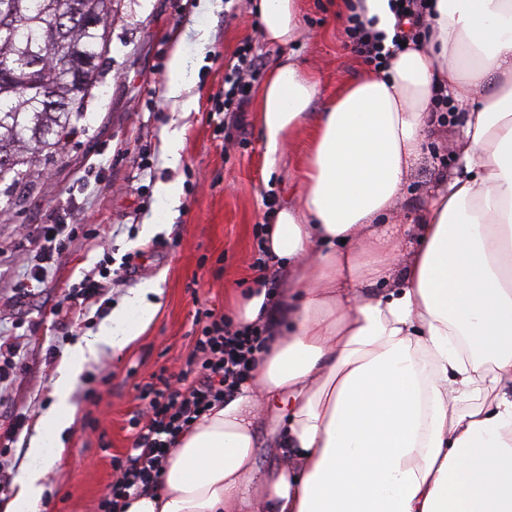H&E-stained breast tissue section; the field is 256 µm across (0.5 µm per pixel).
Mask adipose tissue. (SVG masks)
Returning a JSON list of instances; mask_svg holds the SVG:
<instances>
[{
    "instance_id": "1",
    "label": "adipose tissue",
    "mask_w": 512,
    "mask_h": 512,
    "mask_svg": "<svg viewBox=\"0 0 512 512\" xmlns=\"http://www.w3.org/2000/svg\"><path fill=\"white\" fill-rule=\"evenodd\" d=\"M267 44L296 43L301 0H252ZM428 36L312 113L316 78L278 60L258 92L267 172L308 133L298 185L268 217L265 247L288 275L274 326L264 287L237 322L270 323L254 378L182 434L158 488L126 512H512V0H434ZM445 87L463 113L459 172L414 227L379 232L430 134ZM59 369L18 492L0 512H40L44 465L61 459L69 400L101 347L123 348L156 307L131 298ZM282 406L287 464L256 478L262 407Z\"/></svg>"
}]
</instances>
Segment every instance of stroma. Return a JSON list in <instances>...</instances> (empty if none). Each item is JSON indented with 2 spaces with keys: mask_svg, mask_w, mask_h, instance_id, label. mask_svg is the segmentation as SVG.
<instances>
[{
  "mask_svg": "<svg viewBox=\"0 0 512 512\" xmlns=\"http://www.w3.org/2000/svg\"><path fill=\"white\" fill-rule=\"evenodd\" d=\"M249 0H121L112 20L107 65L84 115L57 153L43 161L23 204L0 216V344L17 348L0 360V504L12 499L27 461L28 442L50 408L62 362L82 337L97 333L112 313L153 284L156 314L146 330L122 349L103 348L86 364L71 401L78 419L64 438L68 454L47 463L40 512H98L115 475L114 459L133 444L129 419L142 408L136 387L160 369L180 370L189 351L196 310L232 316L234 300L253 287V233L265 223L268 201L284 200L307 138L291 140L279 167L267 174L249 103L242 125H218L224 99V64L250 42L265 67L293 54L319 82L312 106L319 112L343 85L367 71L345 44L334 0H303L301 38L271 46ZM181 48L193 74L181 97L167 95L169 62ZM461 115L427 141L390 217L412 224L436 182L458 166L450 143ZM177 137L176 155L166 149ZM149 165L139 173L140 162ZM179 186L173 205L161 188ZM67 213L72 231L47 279L20 292L31 254L24 237L38 238L54 214ZM113 270L112 284L80 323L62 327L55 316L70 284L99 266ZM279 407L256 421L257 470L283 456Z\"/></svg>",
  "mask_w": 512,
  "mask_h": 512,
  "instance_id": "35a3bbf8",
  "label": "stroma"
}]
</instances>
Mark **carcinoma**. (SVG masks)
Masks as SVG:
<instances>
[{
  "label": "carcinoma",
  "mask_w": 512,
  "mask_h": 512,
  "mask_svg": "<svg viewBox=\"0 0 512 512\" xmlns=\"http://www.w3.org/2000/svg\"><path fill=\"white\" fill-rule=\"evenodd\" d=\"M70 2L0 0V183L10 181L6 195L30 183L42 157L56 152L98 83L116 0H82L98 26L74 24L66 40L47 44L49 26L68 13ZM73 43L83 55V82L65 72Z\"/></svg>",
  "instance_id": "carcinoma-1"
}]
</instances>
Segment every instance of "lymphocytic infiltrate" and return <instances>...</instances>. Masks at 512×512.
<instances>
[{
	"mask_svg": "<svg viewBox=\"0 0 512 512\" xmlns=\"http://www.w3.org/2000/svg\"><path fill=\"white\" fill-rule=\"evenodd\" d=\"M394 2L398 20L408 22L409 27L397 32L392 49L419 44L428 29L431 0ZM344 32L352 51L367 64L385 65L390 49L358 16L348 17ZM262 66L250 42L237 48L234 62L224 71V114L244 112L251 82ZM202 315L205 323L193 330L181 371L171 374L162 369L139 385L144 407L129 421L135 440L125 458L116 462L117 476L101 497L99 512H125L131 498L153 492L179 436L251 378L267 347V324L241 328L211 308Z\"/></svg>",
	"mask_w": 512,
	"mask_h": 512,
	"instance_id": "1",
	"label": "lymphocytic infiltrate"
}]
</instances>
